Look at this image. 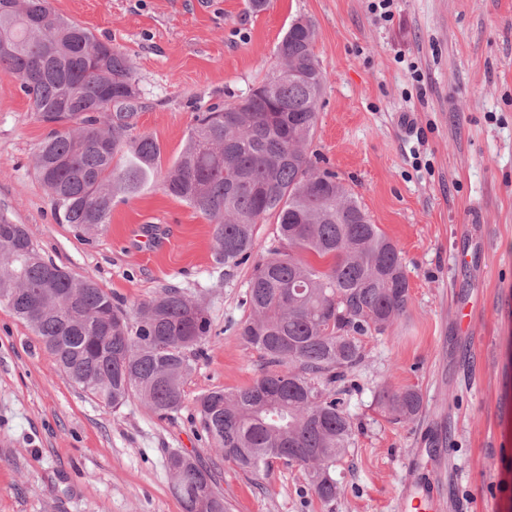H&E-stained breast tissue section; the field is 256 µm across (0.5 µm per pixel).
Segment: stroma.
Instances as JSON below:
<instances>
[{"instance_id":"1","label":"stroma","mask_w":512,"mask_h":512,"mask_svg":"<svg viewBox=\"0 0 512 512\" xmlns=\"http://www.w3.org/2000/svg\"><path fill=\"white\" fill-rule=\"evenodd\" d=\"M51 0L67 19L134 62V135L161 166L179 156L197 113L261 82L289 24L310 20L326 73L310 149L359 198L400 251L410 301L398 322L363 337L340 383L354 440L336 464L341 493L321 503L303 468L254 475L211 446L196 399L258 378L264 361L239 336L252 263L275 246L258 225L252 262L214 259L213 228L154 178L116 202L91 239L57 223L33 168L47 137L20 89L0 75V213L40 251L90 275L126 309L175 285L207 308L212 335L183 408L139 399L112 410L65 380L32 330L0 305V512H184L166 459L176 449L216 475L231 512H512V0ZM468 253L461 276L456 254ZM480 308L467 329L454 306ZM413 388L422 410L396 423L382 388Z\"/></svg>"}]
</instances>
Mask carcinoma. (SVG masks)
<instances>
[{"instance_id":"1","label":"carcinoma","mask_w":512,"mask_h":512,"mask_svg":"<svg viewBox=\"0 0 512 512\" xmlns=\"http://www.w3.org/2000/svg\"><path fill=\"white\" fill-rule=\"evenodd\" d=\"M316 31L296 19L275 65L312 82L260 86L236 103L196 114L164 190L214 224V258L237 267L251 257L257 225L274 219L278 245L254 264L249 316L240 336L265 370L250 386L197 398L202 430L224 460L258 473L275 460L304 468L328 504L331 474L352 440L335 390L363 359L362 337L383 334L405 312L410 284L400 252L336 173L309 151L325 74ZM133 61L50 0H0V74L20 81L50 132L34 157L58 223L92 236L112 202L132 198L155 176L159 144L130 136L139 90ZM331 260L323 269L300 258ZM0 303L39 337L61 374L113 409L131 398L162 414L181 409L195 361L211 336L207 311L176 287L140 303L133 316L93 277L45 258L23 224L0 215ZM382 411L409 421L418 391L384 389ZM167 469L184 512H229L212 472L172 452Z\"/></svg>"}]
</instances>
